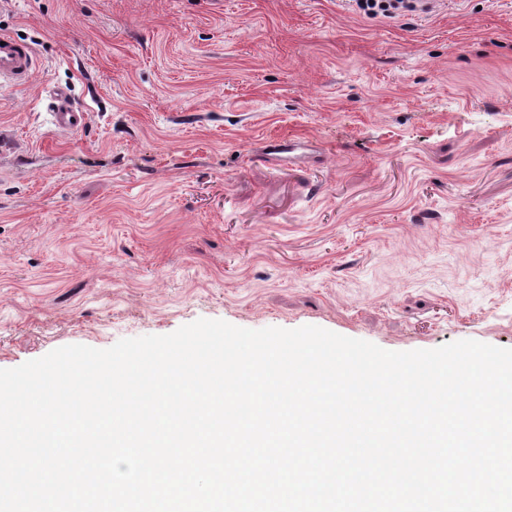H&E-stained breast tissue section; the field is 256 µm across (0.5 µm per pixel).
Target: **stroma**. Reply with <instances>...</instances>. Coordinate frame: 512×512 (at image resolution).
<instances>
[{
  "label": "stroma",
  "instance_id": "obj_1",
  "mask_svg": "<svg viewBox=\"0 0 512 512\" xmlns=\"http://www.w3.org/2000/svg\"><path fill=\"white\" fill-rule=\"evenodd\" d=\"M2 31L37 72L0 85V369L200 318L512 348V0H0ZM359 13L371 19H395L425 8L421 0H349ZM54 122L61 132L74 133L80 130L86 122V113L73 108L63 93L54 95ZM265 155L271 159L284 164L294 165L301 160L305 154H315L322 151L318 144L311 141H300L291 138H273L264 144Z\"/></svg>",
  "mask_w": 512,
  "mask_h": 512
}]
</instances>
